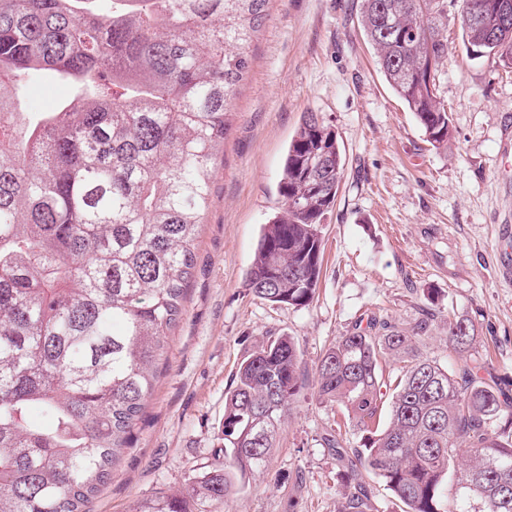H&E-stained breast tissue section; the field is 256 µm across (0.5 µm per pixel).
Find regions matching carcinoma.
Returning a JSON list of instances; mask_svg holds the SVG:
<instances>
[{
	"mask_svg": "<svg viewBox=\"0 0 512 512\" xmlns=\"http://www.w3.org/2000/svg\"><path fill=\"white\" fill-rule=\"evenodd\" d=\"M505 1L464 0L462 35L511 65ZM269 2L0 0V512H88L111 476L183 313L229 109ZM455 2L362 0L386 81L436 148L452 136L435 91ZM42 75L70 98L34 112L26 93ZM343 169L335 132L308 113L247 273L255 295L313 299ZM474 340L467 319L448 321L452 349ZM389 357L403 362L394 386ZM300 364L290 336L244 358L224 399V461L137 512H205L238 494L266 466ZM316 375L318 399L360 432L351 450L323 438L342 462L339 512H368L374 479L403 512H512V431L500 425L512 402L478 367L424 357L415 337L372 317Z\"/></svg>",
	"mask_w": 512,
	"mask_h": 512,
	"instance_id": "obj_1",
	"label": "carcinoma"
}]
</instances>
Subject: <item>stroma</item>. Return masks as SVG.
I'll use <instances>...</instances> for the list:
<instances>
[{"label": "stroma", "instance_id": "1", "mask_svg": "<svg viewBox=\"0 0 512 512\" xmlns=\"http://www.w3.org/2000/svg\"><path fill=\"white\" fill-rule=\"evenodd\" d=\"M361 0H271L232 101L224 152L195 246L178 325L154 389L89 512H136L222 461L224 397L244 356L291 336L304 384L262 474L211 512H338L339 465L322 446L358 433L344 408L317 398L315 368L368 316L415 332L423 355L451 368L481 362L512 397V66L462 40L448 17L438 96L452 137L433 147L389 87L360 23ZM314 112L345 159L323 224L322 274L306 307L274 305L245 286L263 225L280 206L291 138ZM468 319L476 340L448 346V319Z\"/></svg>", "mask_w": 512, "mask_h": 512}]
</instances>
